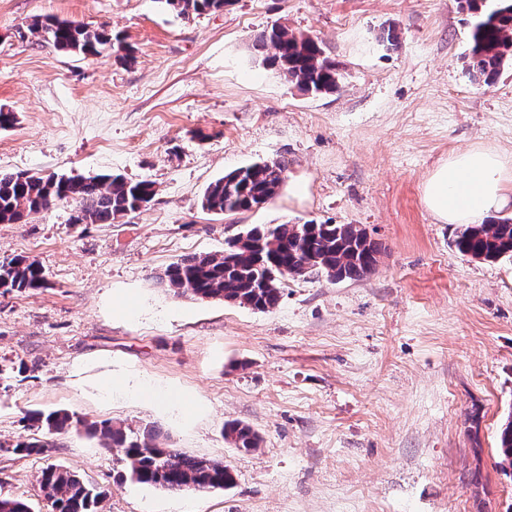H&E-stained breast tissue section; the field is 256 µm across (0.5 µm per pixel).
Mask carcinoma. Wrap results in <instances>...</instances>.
Segmentation results:
<instances>
[{
	"instance_id": "cac0c4a2",
	"label": "carcinoma",
	"mask_w": 512,
	"mask_h": 512,
	"mask_svg": "<svg viewBox=\"0 0 512 512\" xmlns=\"http://www.w3.org/2000/svg\"><path fill=\"white\" fill-rule=\"evenodd\" d=\"M183 16L218 12L230 0H159ZM470 25V46L464 56L474 78L491 85L504 68L512 66V0H457ZM30 30L52 44L76 54L102 56L111 47L112 32L103 26L46 17L35 19ZM254 49L264 62L305 92L333 93L343 79L321 45L296 36L283 27L258 34ZM288 170L285 159L250 164L231 171L206 189L202 207L216 214H233L270 201L283 184ZM156 195L149 181H128L121 176H42L27 172H0V223L15 224L56 202L77 204L76 224H110L152 201ZM364 230L352 224H273L254 226L228 242L224 253L192 255L170 264L161 277L179 295L220 299L256 310L276 307L286 279L308 274L305 264L316 259L313 272L330 281L359 280L371 273L380 248L376 242L359 245ZM455 248L475 259L512 258V218L484 224H463L456 232ZM275 275L276 287L262 283ZM44 281L41 266L16 256L0 261V288L21 291L39 288ZM27 419L50 434L84 428L104 448L123 451L125 478L133 483L166 491L228 488L234 483L230 468L222 462L187 456L160 442L150 425L137 429L109 421L88 422L64 409L30 412ZM224 439L241 451L259 447L260 438L250 426L233 422L224 426ZM46 444L38 439L11 445L19 455L40 453ZM501 468L512 467V416L500 431ZM39 488L55 512H99L105 492L85 482L63 466H48L38 478Z\"/></svg>"
}]
</instances>
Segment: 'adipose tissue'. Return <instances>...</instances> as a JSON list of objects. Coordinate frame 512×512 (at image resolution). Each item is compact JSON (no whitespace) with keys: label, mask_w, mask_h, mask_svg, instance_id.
Segmentation results:
<instances>
[{"label":"adipose tissue","mask_w":512,"mask_h":512,"mask_svg":"<svg viewBox=\"0 0 512 512\" xmlns=\"http://www.w3.org/2000/svg\"><path fill=\"white\" fill-rule=\"evenodd\" d=\"M422 198L441 223L478 224L512 206V169L497 153L472 147L449 157L427 178ZM98 389L106 398L120 394L151 400L179 418L188 413L185 396L133 376H108L100 380Z\"/></svg>","instance_id":"1"}]
</instances>
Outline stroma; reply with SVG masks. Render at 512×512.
Returning a JSON list of instances; mask_svg holds the SVG:
<instances>
[{"instance_id":"1","label":"stroma","mask_w":512,"mask_h":512,"mask_svg":"<svg viewBox=\"0 0 512 512\" xmlns=\"http://www.w3.org/2000/svg\"><path fill=\"white\" fill-rule=\"evenodd\" d=\"M45 17L107 26L135 60L43 42L29 26ZM274 26L318 41L340 88L310 94L267 66L252 44ZM468 46L456 0H232L188 18L159 0H0V108L18 118L0 130V171L156 189L111 224L73 223L71 201L0 224V261L28 257L46 277L0 289V497L42 512L37 477L59 464L105 490L100 512H512V470L498 465L512 259L461 255L456 225L421 199L459 150L512 160V67L484 85L464 66ZM282 158L288 177L268 203L202 209L211 182ZM309 221L365 230L381 248L375 271L289 278L264 312L157 281L249 227ZM109 371L200 407L175 420L144 399H101L94 382ZM54 409L155 425L163 443L224 462L234 483L175 494L122 482L119 449L25 418ZM233 421L259 448L225 441ZM31 437L42 453L10 452Z\"/></svg>"}]
</instances>
